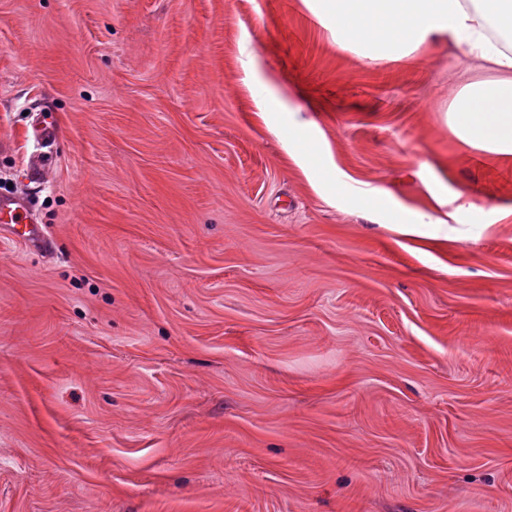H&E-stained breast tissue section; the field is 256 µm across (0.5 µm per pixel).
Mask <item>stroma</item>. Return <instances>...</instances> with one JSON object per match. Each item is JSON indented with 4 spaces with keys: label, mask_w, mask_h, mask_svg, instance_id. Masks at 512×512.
I'll return each mask as SVG.
<instances>
[{
    "label": "stroma",
    "mask_w": 512,
    "mask_h": 512,
    "mask_svg": "<svg viewBox=\"0 0 512 512\" xmlns=\"http://www.w3.org/2000/svg\"><path fill=\"white\" fill-rule=\"evenodd\" d=\"M495 76L312 0H0L53 244L0 234V512H512V162L450 112Z\"/></svg>",
    "instance_id": "obj_1"
}]
</instances>
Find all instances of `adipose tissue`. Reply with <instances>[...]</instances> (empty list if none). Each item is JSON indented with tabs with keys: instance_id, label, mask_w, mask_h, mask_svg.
I'll use <instances>...</instances> for the list:
<instances>
[{
	"instance_id": "obj_1",
	"label": "adipose tissue",
	"mask_w": 512,
	"mask_h": 512,
	"mask_svg": "<svg viewBox=\"0 0 512 512\" xmlns=\"http://www.w3.org/2000/svg\"><path fill=\"white\" fill-rule=\"evenodd\" d=\"M315 11L371 58L408 54L436 33L496 67L498 79L457 97L454 121L466 142L512 157V0H315Z\"/></svg>"
}]
</instances>
